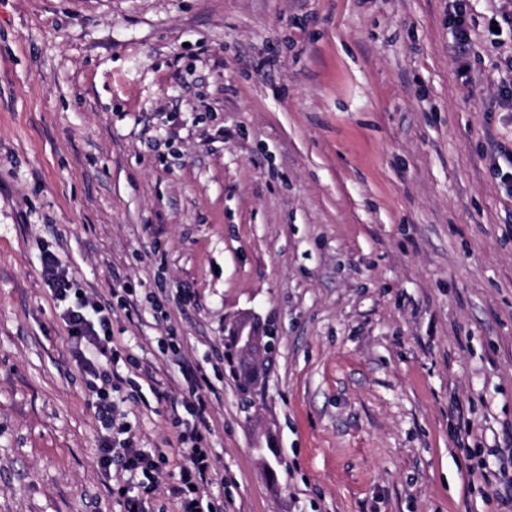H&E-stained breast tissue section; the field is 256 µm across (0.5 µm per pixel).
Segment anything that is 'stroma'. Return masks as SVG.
Segmentation results:
<instances>
[{"instance_id": "stroma-1", "label": "stroma", "mask_w": 512, "mask_h": 512, "mask_svg": "<svg viewBox=\"0 0 512 512\" xmlns=\"http://www.w3.org/2000/svg\"><path fill=\"white\" fill-rule=\"evenodd\" d=\"M499 4L465 82L449 0H0V512L122 510L47 247L174 475L179 338L224 512H512ZM244 315L273 336L248 392ZM491 167L500 181L508 186L511 185L512 193V150L500 147L491 158Z\"/></svg>"}]
</instances>
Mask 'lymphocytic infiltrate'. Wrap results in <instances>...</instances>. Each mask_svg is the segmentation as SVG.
<instances>
[{
  "instance_id": "f902f5d3",
  "label": "lymphocytic infiltrate",
  "mask_w": 512,
  "mask_h": 512,
  "mask_svg": "<svg viewBox=\"0 0 512 512\" xmlns=\"http://www.w3.org/2000/svg\"><path fill=\"white\" fill-rule=\"evenodd\" d=\"M40 276L57 302L62 303L61 317L68 328L73 357L83 375L92 406L103 433L98 440L96 462L112 477V494L123 505V512H149L145 493L165 488L177 512H224L211 494L214 478L202 428L183 426L179 412L171 420L179 428L178 440L188 451V464L182 467L179 482L162 485L161 467L146 450L139 448L120 422L112 399L117 365L121 353L112 345L111 310L91 294L81 293L73 276L62 266L57 254L43 249Z\"/></svg>"
}]
</instances>
